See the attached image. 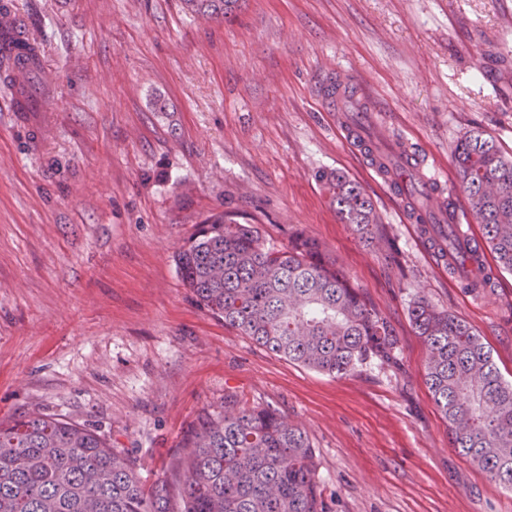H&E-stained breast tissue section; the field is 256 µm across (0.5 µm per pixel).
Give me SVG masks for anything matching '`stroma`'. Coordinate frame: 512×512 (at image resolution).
Returning a JSON list of instances; mask_svg holds the SVG:
<instances>
[{"label":"stroma","instance_id":"1","mask_svg":"<svg viewBox=\"0 0 512 512\" xmlns=\"http://www.w3.org/2000/svg\"><path fill=\"white\" fill-rule=\"evenodd\" d=\"M40 20L36 107L0 91V421L95 429L169 482L202 411L236 395L313 444L329 512H512L457 454L408 318L419 297L465 319L512 380V271L470 291L344 140L441 171L439 204L475 223L454 150L473 131L512 155V0H246L228 21L181 0H6ZM331 76L357 100L327 107ZM339 169L379 218L363 246L315 178ZM228 211L280 248L303 230L396 329L397 364L333 377L289 363L199 307L176 253ZM399 262L390 259L391 249Z\"/></svg>","mask_w":512,"mask_h":512}]
</instances>
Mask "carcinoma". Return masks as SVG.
Listing matches in <instances>:
<instances>
[{
    "label": "carcinoma",
    "mask_w": 512,
    "mask_h": 512,
    "mask_svg": "<svg viewBox=\"0 0 512 512\" xmlns=\"http://www.w3.org/2000/svg\"><path fill=\"white\" fill-rule=\"evenodd\" d=\"M211 19L236 14L243 0H183ZM0 33V82L29 112L42 72L32 28ZM463 190L483 224L482 247L512 271V157L474 131L456 147ZM328 202L365 245L378 218L370 196L336 169L316 174ZM196 302L275 355L328 376L377 360H398L399 339L322 245L301 231L288 245H265L253 224L212 215L177 254ZM409 321L426 349L424 380L467 462L512 491V381L463 318L424 298ZM180 512H325L316 451L304 430L272 406L224 397V412L204 413L183 440ZM0 512H171L167 487L144 489L134 459L93 429L40 414L0 422Z\"/></svg>",
    "instance_id": "cac0c4a2"
}]
</instances>
